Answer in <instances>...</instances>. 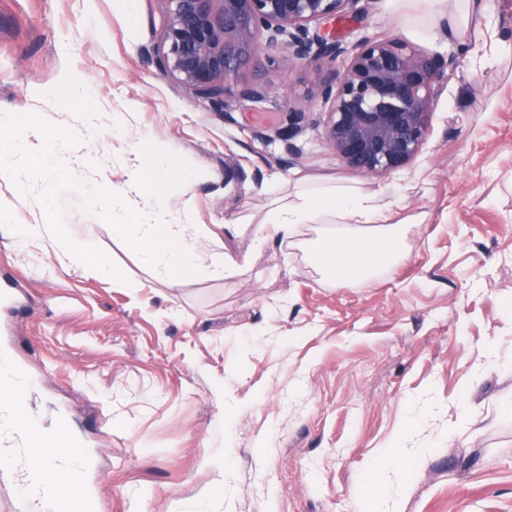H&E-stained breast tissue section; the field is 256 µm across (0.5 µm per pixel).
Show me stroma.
<instances>
[{
	"instance_id": "stroma-1",
	"label": "stroma",
	"mask_w": 512,
	"mask_h": 512,
	"mask_svg": "<svg viewBox=\"0 0 512 512\" xmlns=\"http://www.w3.org/2000/svg\"><path fill=\"white\" fill-rule=\"evenodd\" d=\"M393 0H355L343 43L391 35L443 61L429 139L403 170L358 176L324 137L321 83L348 58L307 65L264 43L231 78L258 82L228 111L163 78L164 0H0V113H37L85 134L77 177L119 186L134 129L200 171L187 207L234 275L162 281L104 222L64 196L72 236L127 275L88 272L50 242L0 227V355L87 462L94 512H512V0H461L462 27L422 37ZM88 86L96 114L65 97ZM302 108L287 135L288 113ZM358 181L409 225L408 255L339 285L301 241L255 227L297 178ZM393 451V463L378 458Z\"/></svg>"
}]
</instances>
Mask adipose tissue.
Masks as SVG:
<instances>
[{
    "instance_id": "obj_1",
    "label": "adipose tissue",
    "mask_w": 512,
    "mask_h": 512,
    "mask_svg": "<svg viewBox=\"0 0 512 512\" xmlns=\"http://www.w3.org/2000/svg\"><path fill=\"white\" fill-rule=\"evenodd\" d=\"M342 230H334V223ZM310 239L309 260L324 278L336 282L368 280L378 272L390 270L408 251L407 229L387 221L386 205L381 194L366 193L358 187L341 183L304 186L293 199H277L266 223L255 235H271L293 240L307 231ZM32 387L12 364L0 362V433L21 437L25 457L0 451V469H14L24 463L28 475L38 476L40 501L50 512H89L90 502L65 504L61 490L78 481L75 468H58L48 463L43 451L63 448L68 443L64 430L46 424L31 406Z\"/></svg>"
}]
</instances>
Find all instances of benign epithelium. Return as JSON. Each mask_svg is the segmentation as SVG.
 Listing matches in <instances>:
<instances>
[{"label":"benign epithelium","instance_id":"benign-epithelium-1","mask_svg":"<svg viewBox=\"0 0 512 512\" xmlns=\"http://www.w3.org/2000/svg\"><path fill=\"white\" fill-rule=\"evenodd\" d=\"M168 22L157 47L163 76L229 107L228 78L262 49L261 38H286L293 56L333 62L349 53L342 75L321 88L328 104L324 134L340 160L361 175L412 164L429 135L440 67L392 36L346 48L328 23L356 0H164ZM318 24L315 32L309 25Z\"/></svg>","mask_w":512,"mask_h":512}]
</instances>
